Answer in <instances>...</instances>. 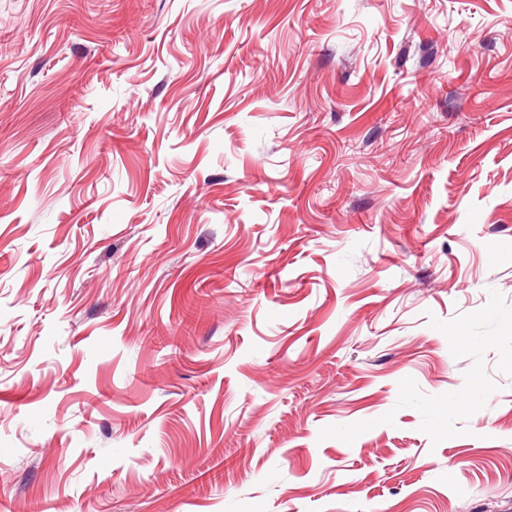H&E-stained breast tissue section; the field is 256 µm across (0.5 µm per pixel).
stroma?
I'll use <instances>...</instances> for the list:
<instances>
[{"mask_svg": "<svg viewBox=\"0 0 512 512\" xmlns=\"http://www.w3.org/2000/svg\"><path fill=\"white\" fill-rule=\"evenodd\" d=\"M0 512H512V0H0Z\"/></svg>", "mask_w": 512, "mask_h": 512, "instance_id": "stroma-1", "label": "stroma"}]
</instances>
